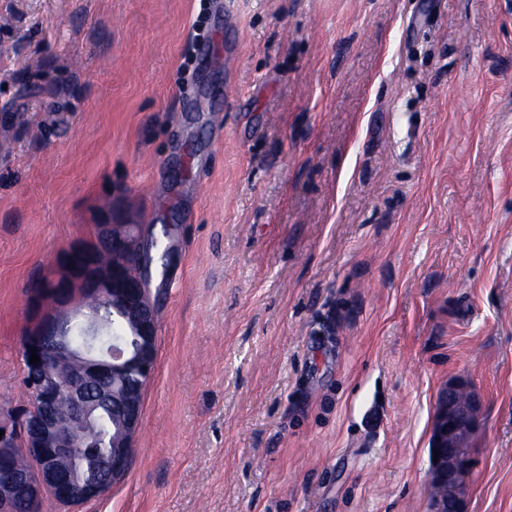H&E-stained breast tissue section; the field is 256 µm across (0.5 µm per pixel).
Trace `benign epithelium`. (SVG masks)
<instances>
[{
	"mask_svg": "<svg viewBox=\"0 0 512 512\" xmlns=\"http://www.w3.org/2000/svg\"><path fill=\"white\" fill-rule=\"evenodd\" d=\"M101 234L112 242L107 261L81 245L57 254L59 275L48 283L46 295L60 313L40 316L23 338L28 403L0 408V512H17L22 495L32 506L49 497L70 509L101 497L128 472L143 408L137 390L122 391L117 384L132 367L152 375L158 329L141 265L129 264L127 255L136 252L146 259L150 251L141 249L127 224H103ZM103 301L122 312L136 337L134 348L122 339L110 347L103 343L96 308ZM72 320L83 329L81 346L62 330ZM32 347L40 358L33 364ZM108 375L112 396L121 398L109 475L105 481L79 480L71 473V461L91 439L94 405L105 397L101 381ZM60 406L63 415L57 411ZM480 413V398L467 383L451 381L441 392L432 436L438 459L430 469L435 512H466L469 448Z\"/></svg>",
	"mask_w": 512,
	"mask_h": 512,
	"instance_id": "benign-epithelium-1",
	"label": "benign epithelium"
}]
</instances>
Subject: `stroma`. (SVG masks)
Wrapping results in <instances>:
<instances>
[{"mask_svg":"<svg viewBox=\"0 0 512 512\" xmlns=\"http://www.w3.org/2000/svg\"><path fill=\"white\" fill-rule=\"evenodd\" d=\"M223 36V64L196 48ZM0 405L32 282L168 228L127 475L73 512H512V0H0ZM480 413V398L467 383L448 382L440 394L432 436L430 487L436 512L466 511L469 448ZM433 449L438 450L437 463Z\"/></svg>","mask_w":512,"mask_h":512,"instance_id":"35a3bbf8","label":"stroma"}]
</instances>
